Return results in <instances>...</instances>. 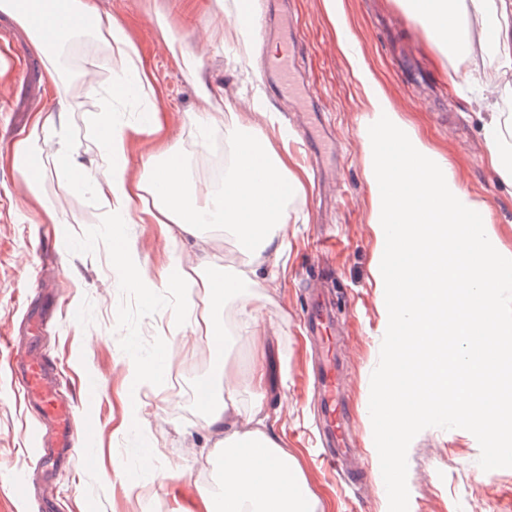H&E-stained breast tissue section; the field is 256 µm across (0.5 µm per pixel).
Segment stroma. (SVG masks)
I'll use <instances>...</instances> for the list:
<instances>
[{
    "label": "stroma",
    "mask_w": 512,
    "mask_h": 512,
    "mask_svg": "<svg viewBox=\"0 0 512 512\" xmlns=\"http://www.w3.org/2000/svg\"><path fill=\"white\" fill-rule=\"evenodd\" d=\"M99 8L127 31L143 65L156 77V94L118 103L123 118L136 121L152 108L166 114V132L180 146L205 143L224 133V104L235 103L246 126L267 127L252 102L261 90L278 128L296 130V106L315 117L311 146L290 151L304 170H317L336 182V207L320 222L313 178L289 199L291 221L279 262H265L256 290L268 323L265 336L250 340L231 334L226 359L242 407L252 395L242 384L254 368L267 371L266 410L275 434L294 453L305 480L319 498L317 512H388L378 482L353 489L340 485L335 468L320 454L311 399V348L303 312L312 289L326 288L340 300L337 353L346 367L344 396L356 425L357 440L372 471L380 462L369 414L370 378L378 364L387 329L383 289L372 273L377 263L370 223V187L365 178L360 128L367 99L352 66L339 47L323 0H256L258 16L287 8L299 38L298 69L309 83L288 98L272 96L260 74L277 41L247 29L239 33L233 14L238 0H205L191 9L189 0H97ZM355 51L378 76L401 118L428 146L444 153L462 187L487 204L493 224L490 241L512 258V187L486 165L480 100L462 95L448 79H479L486 94L508 82L512 69L489 63L479 71L445 58L415 19L388 28L389 15L401 12V0H343ZM180 42L199 63V75L214 92L202 99L193 81L177 68L170 42ZM430 75L432 93L410 83L405 63ZM0 65L11 80L0 84V151L30 130L33 113L46 109L51 88L42 59L30 49L29 36L0 15ZM110 83L100 80L96 94L70 97L66 134L86 156L98 152L102 126L98 116ZM208 112L205 128L193 126L188 113ZM39 189L61 198L67 222L63 230L37 223L25 208L24 181L0 170V512H40L34 500L18 496V482L50 484V512H186L199 491H214L219 451L206 426L207 412L193 399L197 376L211 374L210 360L197 359L203 336L187 321L172 317L175 295L157 289L152 296L131 283L124 265L110 254L112 235L128 240L148 272L167 261L166 246L149 224H104L99 200L77 188L73 176L46 159ZM47 323L44 351L57 356L70 393L94 387L97 404L78 416L75 432L94 421L99 433L88 449L77 451L51 476L35 466L37 418L16 386L15 360L28 345L23 327L35 306ZM178 348L159 376L129 384L130 365H152L165 339ZM160 449L162 469H179V480L163 479L141 468L137 451ZM480 447L467 430L430 427L411 442L407 460L409 512H512V468L484 474Z\"/></svg>",
    "instance_id": "obj_1"
}]
</instances>
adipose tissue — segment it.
Segmentation results:
<instances>
[{"instance_id": "1", "label": "adipose tissue", "mask_w": 512, "mask_h": 512, "mask_svg": "<svg viewBox=\"0 0 512 512\" xmlns=\"http://www.w3.org/2000/svg\"><path fill=\"white\" fill-rule=\"evenodd\" d=\"M412 2L429 29L445 38L454 57L474 61L491 55L503 67L512 68V0H470L480 20L475 31L449 26V18L456 14V0ZM0 13L29 33L31 50L44 59L45 78L53 90L49 109L33 114L32 131L42 132L55 161L77 175L101 201L105 223L156 225L172 250L166 267L153 276L140 264L126 239H113L112 255L129 267L135 287L149 292L160 286L176 294L184 282H193L206 305L201 321L208 345L228 341L221 316L228 301L234 303L240 328L247 337L261 336L264 321L260 299L250 287L257 284L264 259L281 257L290 214L284 200L266 183L251 181L249 173L261 166L272 177L283 180L290 191H303L305 172L297 168L290 152L257 130L250 137H241V123L238 117H231L225 124V135L236 147L233 169L219 191L193 196L186 191L181 147L164 134L159 115L154 112L133 128L104 122L105 134L96 159L83 161L63 130L62 115L69 102L70 86L59 74L58 57L53 51L56 40L90 30L108 43L125 66L124 73L112 82L114 100H123L125 84L130 80L143 94H153V76L141 67L124 28L111 15L102 13L96 0H0ZM509 100L511 83L487 101L483 135L491 170L502 182L512 185V113L503 109ZM136 138L141 141L146 170L140 177L131 174L129 164V145ZM5 168L26 183L27 207L40 223H65L61 202L43 195L36 187L43 166L30 137H20L8 152H0V169ZM212 224L223 227L246 257L232 274L216 272L217 260L206 233ZM186 238L192 239L196 248V258L190 264L176 252L179 241ZM212 365L213 379L203 406L206 425L216 435L221 450L219 477L223 491L216 497L199 492L190 512H315L316 500L298 459L268 424L260 397L263 377L250 379L254 399L244 412L235 400L236 387L227 382L226 362L216 358Z\"/></svg>"}]
</instances>
